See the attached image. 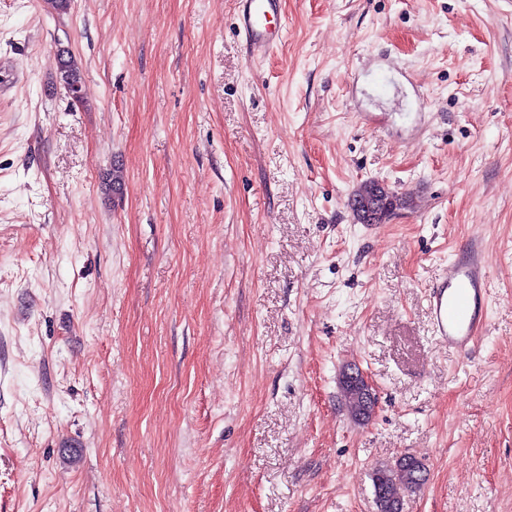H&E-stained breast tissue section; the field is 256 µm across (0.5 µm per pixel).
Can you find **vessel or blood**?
<instances>
[{"mask_svg":"<svg viewBox=\"0 0 512 512\" xmlns=\"http://www.w3.org/2000/svg\"><path fill=\"white\" fill-rule=\"evenodd\" d=\"M240 31L248 57L269 54L278 38L271 25L281 0H238ZM490 299L489 265L479 240L448 262V268L429 289L428 311L432 336L460 353L480 340Z\"/></svg>","mask_w":512,"mask_h":512,"instance_id":"b4317fda","label":"vessel or blood"}]
</instances>
